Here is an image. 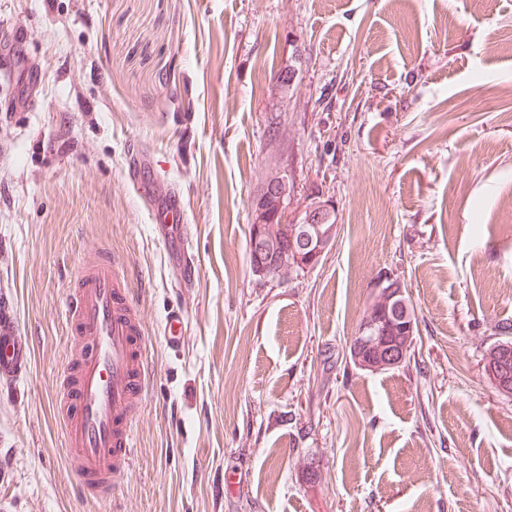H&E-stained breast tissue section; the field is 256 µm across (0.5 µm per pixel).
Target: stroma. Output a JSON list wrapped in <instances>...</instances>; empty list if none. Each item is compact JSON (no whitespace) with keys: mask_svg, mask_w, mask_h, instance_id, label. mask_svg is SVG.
<instances>
[{"mask_svg":"<svg viewBox=\"0 0 512 512\" xmlns=\"http://www.w3.org/2000/svg\"><path fill=\"white\" fill-rule=\"evenodd\" d=\"M0 41L19 49L0 58V292L34 349L0 396L10 512H512V396L482 361L512 323V0H0ZM135 154L180 199L191 287ZM275 168L288 221L320 192L338 224L280 281L248 246ZM103 250L152 350L112 503L73 495L55 422L60 311ZM384 271L408 285L417 356L370 373L346 346Z\"/></svg>","mask_w":512,"mask_h":512,"instance_id":"stroma-1","label":"stroma"}]
</instances>
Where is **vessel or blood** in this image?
<instances>
[{"label": "vessel or blood", "instance_id": "obj_1", "mask_svg": "<svg viewBox=\"0 0 512 512\" xmlns=\"http://www.w3.org/2000/svg\"><path fill=\"white\" fill-rule=\"evenodd\" d=\"M163 241L183 266L193 267L192 244L177 226L167 227ZM63 320L78 348L59 375L56 393L71 490L87 499H109L135 460L136 422L150 372L140 309L109 253L85 262L70 280ZM32 353L14 306L0 301V390L13 391L27 378Z\"/></svg>", "mask_w": 512, "mask_h": 512}]
</instances>
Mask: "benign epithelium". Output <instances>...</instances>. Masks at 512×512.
Returning <instances> with one entry per match:
<instances>
[{
	"instance_id": "1",
	"label": "benign epithelium",
	"mask_w": 512,
	"mask_h": 512,
	"mask_svg": "<svg viewBox=\"0 0 512 512\" xmlns=\"http://www.w3.org/2000/svg\"><path fill=\"white\" fill-rule=\"evenodd\" d=\"M291 184L288 175L271 173L255 198V218L248 237L252 248L251 264L261 275L276 276L290 266L308 270L317 266L336 240V203L325 196L309 199L293 227L284 220L285 206ZM280 229L269 232V226ZM384 364L397 366L406 357V348L397 341L382 342Z\"/></svg>"
}]
</instances>
